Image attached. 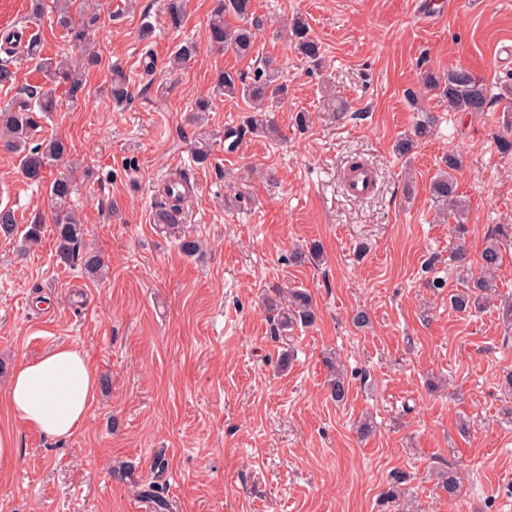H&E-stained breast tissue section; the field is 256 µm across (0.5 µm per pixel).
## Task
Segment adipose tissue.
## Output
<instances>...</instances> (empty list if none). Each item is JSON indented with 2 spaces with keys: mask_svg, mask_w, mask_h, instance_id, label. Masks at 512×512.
<instances>
[{
  "mask_svg": "<svg viewBox=\"0 0 512 512\" xmlns=\"http://www.w3.org/2000/svg\"><path fill=\"white\" fill-rule=\"evenodd\" d=\"M98 381L82 349L59 345L15 367L6 401L24 426L62 440L84 427Z\"/></svg>",
  "mask_w": 512,
  "mask_h": 512,
  "instance_id": "obj_1",
  "label": "adipose tissue"
}]
</instances>
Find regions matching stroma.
<instances>
[{
    "mask_svg": "<svg viewBox=\"0 0 512 512\" xmlns=\"http://www.w3.org/2000/svg\"><path fill=\"white\" fill-rule=\"evenodd\" d=\"M184 4L174 32L164 0H85L99 15L90 38L102 63L86 71L79 101L41 123V137L71 148L72 208L106 277L60 263L45 186L0 149V207L19 224H44L30 250L19 236L0 237V428L19 448L0 473V512H153L140 494L149 481L172 512H384L379 498L394 470L410 474L409 498L423 512H512V390L503 386L512 329L496 309L450 308L449 294L464 286L450 259L455 221L437 218L429 193L442 157L459 154L466 247L478 262L489 231L512 227V154L496 146L501 106L452 112L422 83L425 71L458 67L512 85V58L495 57L512 46V0H252L268 26L245 59L209 46L213 0ZM297 14L322 45L321 67L273 34ZM29 15L30 0H0V30L29 31L44 54L80 65L51 15ZM145 19L155 26L149 45L138 39ZM186 39L197 57L170 69ZM267 56L288 85L275 114L281 138L250 134L231 152L219 141L209 164L197 165L198 131L220 137L249 107L217 99L195 125L196 101L220 71L249 74ZM115 65L133 90L124 107L109 95ZM330 89L349 102L347 117L328 108ZM409 89L435 128L400 157L393 145L416 120ZM299 111L309 115L302 131L293 125ZM357 157L377 175L362 199L342 181ZM173 172L194 185L184 224L206 241L198 258L153 224ZM236 194L242 203L226 208ZM315 241L323 264L289 263L294 245ZM431 273L446 279L443 293L428 288ZM286 285L311 293L315 323L282 344L265 299ZM358 309L371 318L361 330L350 322ZM59 345L82 348L109 385L82 430L53 440L22 425L4 398L16 365ZM287 345L294 358L281 371ZM329 357L346 368L342 403L329 395ZM366 414L375 430L364 439L357 424ZM448 467L463 477L452 501L436 487Z\"/></svg>",
    "mask_w": 512,
    "mask_h": 512,
    "instance_id": "stroma-1",
    "label": "stroma"
}]
</instances>
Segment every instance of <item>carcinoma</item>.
Listing matches in <instances>:
<instances>
[{"mask_svg":"<svg viewBox=\"0 0 512 512\" xmlns=\"http://www.w3.org/2000/svg\"><path fill=\"white\" fill-rule=\"evenodd\" d=\"M31 13L38 17L45 12L46 0H30ZM77 0H51L50 12L53 23L61 27L69 41L87 52L84 68H95L100 64L101 56L96 51H88L87 35L98 22L95 14H86L75 6ZM243 19L240 25H231L227 17ZM185 18L183 0H166L164 24L177 32L182 29ZM264 20L252 12V0H214V6L208 22V41L211 46L225 52H232L240 58L252 54L256 35L263 30ZM287 37L295 49L307 62L319 67L323 61L322 45L310 34L308 23L301 16L294 17L287 25ZM197 45L189 40L181 42L170 59V68H179L196 56ZM25 60L34 63L42 74L45 83L38 89L21 92L6 104L0 106V145L17 155L21 174L33 184L48 183V203L53 216L56 235V253L65 264L78 265L89 276L101 273L104 262L94 252L80 250L84 235L72 207V196L76 190L74 178L70 174L51 175V167L67 159L70 148L59 138L35 139L40 128V119L60 109L61 102L56 97V87L60 83L68 85L67 96L74 102L81 97L84 88V75L70 69L63 62L44 55L41 41L37 37L29 39L24 50ZM282 71L279 62L267 57L257 68L253 77L246 78L241 73L224 70L215 79L212 95L225 99L238 97L251 104V115L246 128L228 127L224 130V141L228 148H234L246 133L272 137L278 133L271 113L287 95V86L281 81ZM423 83L430 91H436L448 101V111L464 113L486 112L495 103H505L503 111L512 112V86L503 85L499 92L484 79L462 69H452L444 75L433 71L424 74ZM112 102L121 106L132 98L129 81L123 70L112 69L110 85ZM434 117L427 113L418 120L413 132L398 141L395 152L407 154L416 141L432 133ZM461 160L450 153L443 161V167L429 184L431 197L440 206L442 212H450L457 221L456 238L461 240L467 232L462 224L465 205L459 199L453 171L457 170ZM185 182L174 176L166 184L165 201L160 203L154 213V224L161 230L177 237L183 254L193 256L199 252V239L186 234L183 229L184 212L181 201L185 195ZM15 211L8 207L0 208V235L10 237L17 233ZM500 229L488 233L486 245L481 252L476 270L468 275L465 288L450 295L452 307L460 312L480 313L489 305H496L498 317L506 327H512V299L501 297L497 282V270L502 263L500 247ZM323 260L322 246L316 242L310 247L296 248L289 254V263L302 266L311 261ZM270 311L273 312L271 335L288 344V331L297 324H307L314 319L313 300L306 290L290 288L284 292L276 290L274 296L267 298ZM331 398L341 403L348 395V382L341 367L332 368L329 381ZM437 488L450 499L462 493L460 473L455 468L440 470L436 474ZM408 476L396 471L391 474L388 486L382 494V501L393 503L405 496ZM141 496L150 500L155 512H168L169 502L153 483L143 485Z\"/></svg>","mask_w":512,"mask_h":512,"instance_id":"carcinoma-1","label":"carcinoma"}]
</instances>
